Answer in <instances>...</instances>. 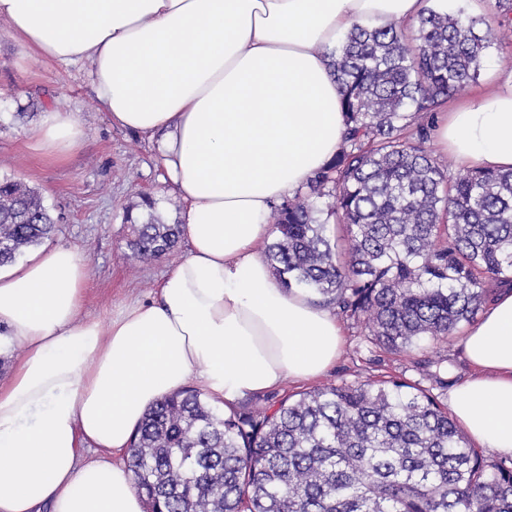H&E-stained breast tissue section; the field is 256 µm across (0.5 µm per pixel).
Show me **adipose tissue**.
I'll list each match as a JSON object with an SVG mask.
<instances>
[{"label": "adipose tissue", "instance_id": "ef3b65f1", "mask_svg": "<svg viewBox=\"0 0 512 512\" xmlns=\"http://www.w3.org/2000/svg\"><path fill=\"white\" fill-rule=\"evenodd\" d=\"M426 0H0L24 48L87 64L113 124L149 138L183 203L188 252L157 297L81 315L74 249L0 266V328L22 352L0 384V512H146L125 459L151 406L195 383L225 412L325 373L336 316L272 278L257 251L274 207L334 157L347 127L327 50L352 26L416 22ZM466 169L512 168V90L442 114ZM74 113H45L35 147L83 141ZM474 375L448 395L471 440L512 456V289L462 339Z\"/></svg>", "mask_w": 512, "mask_h": 512}]
</instances>
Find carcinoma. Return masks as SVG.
Masks as SVG:
<instances>
[{"instance_id":"carcinoma-1","label":"carcinoma","mask_w":512,"mask_h":512,"mask_svg":"<svg viewBox=\"0 0 512 512\" xmlns=\"http://www.w3.org/2000/svg\"><path fill=\"white\" fill-rule=\"evenodd\" d=\"M498 40L480 16L426 8L414 35L396 20L355 25L328 52L347 132L275 209L263 254L282 287L364 320L400 352L448 338L512 285V169L440 166L424 123L477 80ZM141 207L127 216L128 247L156 261L180 228L152 200ZM332 217L346 227L342 254L326 235ZM55 224L39 192L0 180V265ZM127 454L150 512H512V466L485 461L438 397L397 379L228 415L187 387L148 411Z\"/></svg>"}]
</instances>
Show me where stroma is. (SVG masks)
<instances>
[{
  "instance_id": "obj_1",
  "label": "stroma",
  "mask_w": 512,
  "mask_h": 512,
  "mask_svg": "<svg viewBox=\"0 0 512 512\" xmlns=\"http://www.w3.org/2000/svg\"><path fill=\"white\" fill-rule=\"evenodd\" d=\"M512 46L487 52L476 82L456 94V101L482 90L512 88V66L505 57ZM72 112L79 118L81 147L61 163H51L32 147L46 110ZM11 178L36 188L57 219L52 246L77 249L90 270L83 313L109 322L118 304L155 299L162 276L187 253L185 241L152 263L132 259L127 247L128 210L142 196L156 202L166 222L179 221L178 196L152 144L141 134L112 125L98 100L87 65L59 63L25 50L0 20V179ZM341 355L316 386L343 385L397 377L432 389L447 400L448 387L470 373L462 357L458 328L447 339L421 340L411 351L397 353L377 345L364 324L344 318Z\"/></svg>"
}]
</instances>
